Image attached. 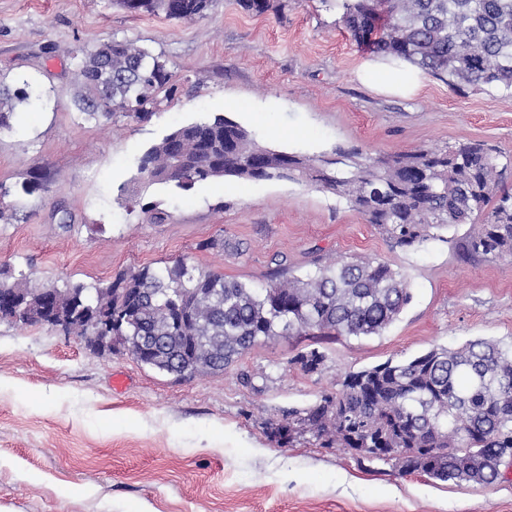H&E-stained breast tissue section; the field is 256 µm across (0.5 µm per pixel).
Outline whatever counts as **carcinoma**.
<instances>
[{
    "label": "carcinoma",
    "mask_w": 512,
    "mask_h": 512,
    "mask_svg": "<svg viewBox=\"0 0 512 512\" xmlns=\"http://www.w3.org/2000/svg\"><path fill=\"white\" fill-rule=\"evenodd\" d=\"M130 12L168 19L204 17L213 0H119ZM342 23L376 55L402 59L448 78L452 89L485 87L512 94V0H341ZM72 59L85 89L82 112L144 119L171 79L160 55L127 39ZM263 147L236 122L215 114L183 125L140 158L139 184L127 195L168 184L182 191L218 177L306 180L344 201L395 247L434 237L433 230L477 224L469 255L512 258V193L504 169L483 141L418 148L394 155L336 160ZM58 293L71 314L73 292L99 312H112V335L142 365L177 378L218 374L256 345L278 336H371L409 304L406 277L361 257L318 266L303 276L280 268L267 287L248 288L181 258L139 266L107 283L33 285L0 267V294L33 299ZM317 348L294 358L313 373ZM312 435L321 448H347L362 459H389L402 473L422 468L442 481L491 485L512 465V345L478 339L434 346L414 358L345 373L340 389L290 411L274 428L280 444Z\"/></svg>",
    "instance_id": "carcinoma-1"
}]
</instances>
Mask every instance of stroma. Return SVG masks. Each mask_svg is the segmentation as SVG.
Listing matches in <instances>:
<instances>
[{"mask_svg":"<svg viewBox=\"0 0 512 512\" xmlns=\"http://www.w3.org/2000/svg\"><path fill=\"white\" fill-rule=\"evenodd\" d=\"M255 16L214 0L205 18L132 13L112 0H0V86L29 83L0 134V265L37 283L96 284L184 258L249 287L277 261L361 256L408 280L412 300L381 335L279 336L218 374L176 379L125 351L100 354L73 334L0 321V512H512V468L495 484L441 482L392 462L359 461L271 427L336 391L346 372L458 348L512 343V261L467 256L472 224L407 249L334 195L304 181L161 185L169 212L145 223L121 187L141 155L175 128L221 113L261 145L373 158L484 140L512 157V96L460 91L407 62L369 54L322 0H271ZM118 38L163 55L172 92L149 118L89 117L70 53ZM37 175L38 188L21 185ZM224 238L225 250L207 243ZM316 348L315 373L294 361ZM251 384H244L243 375Z\"/></svg>","mask_w":512,"mask_h":512,"instance_id":"stroma-1","label":"stroma"}]
</instances>
